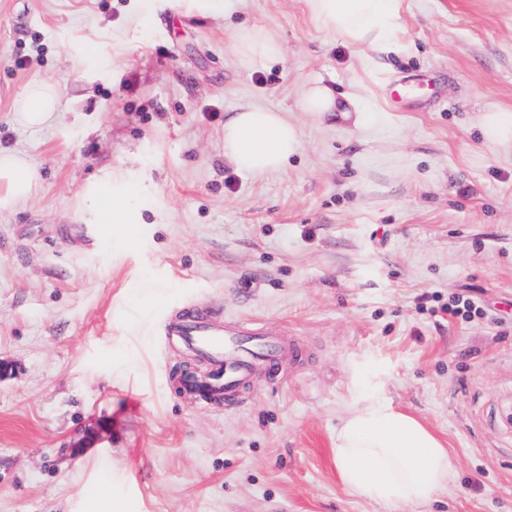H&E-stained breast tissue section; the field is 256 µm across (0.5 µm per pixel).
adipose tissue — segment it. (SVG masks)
I'll list each match as a JSON object with an SVG mask.
<instances>
[{"instance_id":"ef3b65f1","label":"adipose tissue","mask_w":512,"mask_h":512,"mask_svg":"<svg viewBox=\"0 0 512 512\" xmlns=\"http://www.w3.org/2000/svg\"><path fill=\"white\" fill-rule=\"evenodd\" d=\"M315 22L348 44L386 46L400 30L402 0H306ZM241 65L257 67L282 56L281 45L263 29L239 32L233 43ZM59 94L41 82L31 84L20 102V121L31 128L47 125L59 110ZM300 108L313 121L328 118L361 126L364 114L347 108L328 86L307 84ZM302 129L281 111L246 106L224 125V155L241 172L281 171L295 155ZM38 183V171L15 153H0V210L26 201ZM334 460L342 482L354 493L383 504H418L447 486V449L419 420L398 410L382 394L364 393L336 429Z\"/></svg>"}]
</instances>
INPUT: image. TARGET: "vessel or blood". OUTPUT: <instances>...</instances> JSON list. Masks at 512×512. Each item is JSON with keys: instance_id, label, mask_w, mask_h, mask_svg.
Wrapping results in <instances>:
<instances>
[{"instance_id": "1", "label": "vessel or blood", "mask_w": 512, "mask_h": 512, "mask_svg": "<svg viewBox=\"0 0 512 512\" xmlns=\"http://www.w3.org/2000/svg\"><path fill=\"white\" fill-rule=\"evenodd\" d=\"M163 332L180 337L209 363L213 379L208 392L215 398L232 397L257 376L274 373L285 349L273 331L255 332L191 311L166 322Z\"/></svg>"}]
</instances>
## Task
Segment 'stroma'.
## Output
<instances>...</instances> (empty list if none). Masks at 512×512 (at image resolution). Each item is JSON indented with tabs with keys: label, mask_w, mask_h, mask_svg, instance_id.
I'll list each match as a JSON object with an SVG mask.
<instances>
[{
	"label": "stroma",
	"mask_w": 512,
	"mask_h": 512,
	"mask_svg": "<svg viewBox=\"0 0 512 512\" xmlns=\"http://www.w3.org/2000/svg\"><path fill=\"white\" fill-rule=\"evenodd\" d=\"M399 50L353 47L305 0H0V150L41 184L0 211V512H512V0H402ZM283 54L241 66L243 29ZM319 80L363 126L312 123ZM35 82L63 112L31 130ZM244 106L302 129L286 168L224 156ZM117 178L132 234L89 193ZM469 301L475 314H448ZM194 306L295 348L233 401L181 393L205 363L158 333ZM382 385L448 450L420 505L348 490L336 428ZM512 111H491L481 116V128L485 138L501 145L512 141Z\"/></svg>",
	"instance_id": "stroma-1"
}]
</instances>
